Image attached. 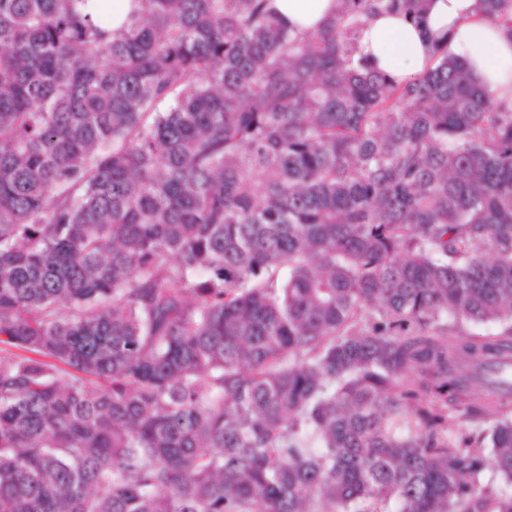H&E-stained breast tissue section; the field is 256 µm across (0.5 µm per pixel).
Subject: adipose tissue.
<instances>
[{"label": "adipose tissue", "instance_id": "obj_1", "mask_svg": "<svg viewBox=\"0 0 512 512\" xmlns=\"http://www.w3.org/2000/svg\"><path fill=\"white\" fill-rule=\"evenodd\" d=\"M290 30L320 27L339 0H270ZM445 46L474 80L512 108V26L486 18L481 0H426L421 22L401 12L372 16L359 39L369 65L403 82L430 65L434 45Z\"/></svg>", "mask_w": 512, "mask_h": 512}]
</instances>
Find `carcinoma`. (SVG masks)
Here are the masks:
<instances>
[{
	"label": "carcinoma",
	"mask_w": 512,
	"mask_h": 512,
	"mask_svg": "<svg viewBox=\"0 0 512 512\" xmlns=\"http://www.w3.org/2000/svg\"><path fill=\"white\" fill-rule=\"evenodd\" d=\"M131 4L0 0V512H512V108L355 59L421 0ZM340 0H270L269 6L294 32L304 33L320 27L337 13ZM505 370H512V352H507L500 356L489 358L479 369H477L474 376V383L478 385L484 384V377L489 374L499 376Z\"/></svg>",
	"instance_id": "carcinoma-1"
}]
</instances>
